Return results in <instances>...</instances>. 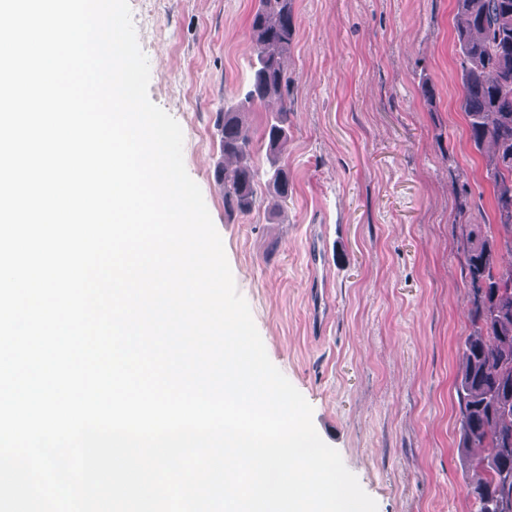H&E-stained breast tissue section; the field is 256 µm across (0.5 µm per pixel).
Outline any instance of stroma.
I'll return each instance as SVG.
<instances>
[{
  "instance_id": "35a3bbf8",
  "label": "stroma",
  "mask_w": 512,
  "mask_h": 512,
  "mask_svg": "<svg viewBox=\"0 0 512 512\" xmlns=\"http://www.w3.org/2000/svg\"><path fill=\"white\" fill-rule=\"evenodd\" d=\"M259 0H129L150 100L183 159L271 362L377 512H474L457 393L486 158L459 109L456 0H293L280 162L288 200L229 211L215 120L246 91ZM433 84L434 100L421 94Z\"/></svg>"
}]
</instances>
